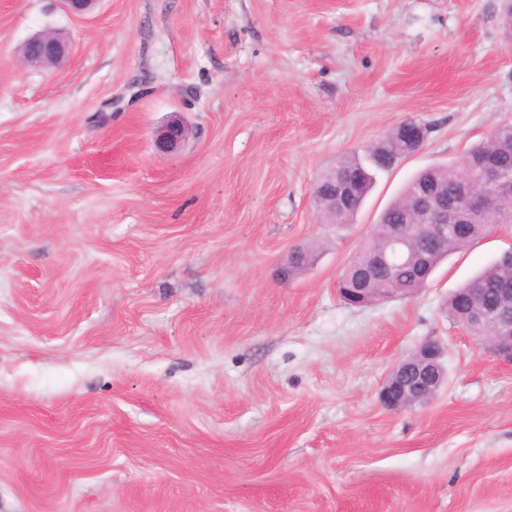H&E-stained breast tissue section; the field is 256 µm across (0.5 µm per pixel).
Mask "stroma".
I'll list each match as a JSON object with an SVG mask.
<instances>
[{"label": "stroma", "mask_w": 512, "mask_h": 512, "mask_svg": "<svg viewBox=\"0 0 512 512\" xmlns=\"http://www.w3.org/2000/svg\"><path fill=\"white\" fill-rule=\"evenodd\" d=\"M48 28L71 56L24 64ZM408 116L423 149L324 223L321 173ZM503 124L500 0H0V512H512V363L445 312L512 223L412 296L336 291L411 177ZM427 342L443 386L386 408ZM189 133L188 126L174 115L158 130L156 146L162 152L174 151L188 139Z\"/></svg>", "instance_id": "35a3bbf8"}]
</instances>
